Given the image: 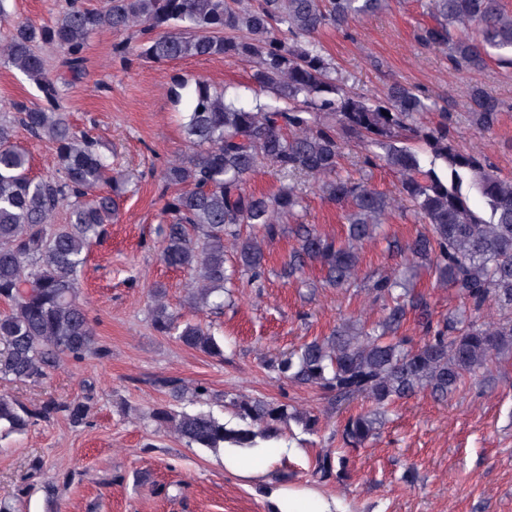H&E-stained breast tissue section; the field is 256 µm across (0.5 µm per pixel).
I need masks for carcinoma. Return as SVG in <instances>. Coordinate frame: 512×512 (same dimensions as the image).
<instances>
[{
  "mask_svg": "<svg viewBox=\"0 0 512 512\" xmlns=\"http://www.w3.org/2000/svg\"><path fill=\"white\" fill-rule=\"evenodd\" d=\"M0 0V22H11L0 45V63L34 82L44 104L0 105V382L42 383L58 365L110 350L98 340L80 300L88 252L117 214L128 183L112 170L109 149L88 132L77 134L58 108L61 88L47 75L44 49L62 52L61 66L77 75L92 36L101 28L127 34L113 44L119 57L134 52L164 63L188 56L246 57L254 64L246 89L265 100L247 109L240 94L182 76L169 96L189 108L183 132L191 151L167 163L160 177L170 193L161 209V260L194 272V308L221 310L236 277L256 280L265 270L264 246L281 233L282 218L294 224L297 245L283 264L288 280L303 281L310 263L320 265L323 287L350 288L360 257L357 244L377 235L392 212V198L350 173L341 160L350 142L365 151L363 163L381 162L400 179L401 193L426 225L405 244L388 241L400 267L368 281L384 302L382 320L367 324L342 318L329 335L315 337L267 361L278 377L319 391L343 404L359 397L373 409L341 424L343 444L356 450L375 438L384 409L421 390L446 400L466 380L489 371L493 359L512 354V180L494 173L485 159L461 149L448 132V112L436 123L424 115L436 101L395 83L382 96L347 86L335 61L317 40L327 27L386 10L389 0H66L50 23L14 20ZM431 23L417 42L443 49L461 71H481L490 59L512 64V13L502 0H430ZM475 124L492 129L500 102L469 88ZM22 126L58 159V175L33 177L30 158L15 141ZM282 175L266 195L249 189L260 166ZM315 178L324 198L336 204L345 239L320 234L304 222L305 197L293 179ZM65 211L66 223L52 227ZM234 245L225 267L224 243ZM426 262L436 280L456 289L468 309L434 319L425 294L409 287L415 264ZM499 317L482 320L486 307ZM417 316L423 336L399 335L407 314ZM152 328L181 345L224 359V349L200 323L185 322L151 290ZM170 401L149 415L188 448H255L277 440L294 422L309 434L320 417L289 401L236 395L227 401L238 423L229 427L208 409L224 396L208 387L162 381ZM95 399L89 384L81 398L28 407L0 394V438L22 433L55 416L86 423ZM313 474L324 482L350 478L348 458L317 456Z\"/></svg>",
  "mask_w": 512,
  "mask_h": 512,
  "instance_id": "obj_1",
  "label": "carcinoma"
}]
</instances>
